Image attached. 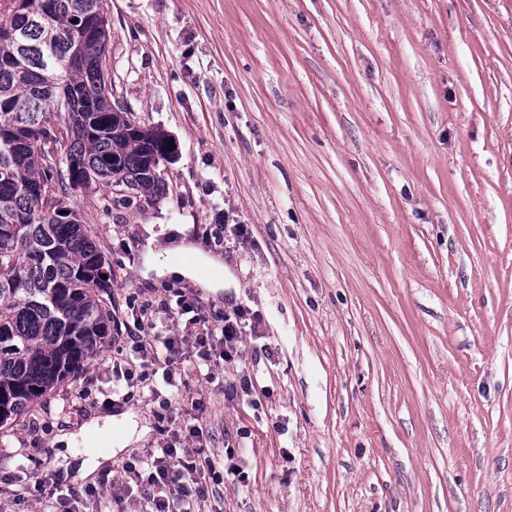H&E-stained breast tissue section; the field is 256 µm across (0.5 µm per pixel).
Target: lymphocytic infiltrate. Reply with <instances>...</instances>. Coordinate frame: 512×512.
<instances>
[{
  "instance_id": "1",
  "label": "lymphocytic infiltrate",
  "mask_w": 512,
  "mask_h": 512,
  "mask_svg": "<svg viewBox=\"0 0 512 512\" xmlns=\"http://www.w3.org/2000/svg\"><path fill=\"white\" fill-rule=\"evenodd\" d=\"M174 312L189 315L195 335H157V315ZM250 314V308L237 306L225 311L221 324L215 326L209 323L202 305L186 298L173 306L164 303L156 308L145 304L136 320V334L128 337L126 350L112 360V372L124 379L127 387L149 392L153 397L158 394L155 376L180 388L179 377L185 366L199 372L237 355ZM157 417L168 442L146 450L124 466L130 479L144 489L150 512H200L202 502L208 498L209 484H222L229 476L242 481L243 475L235 465H224L205 454L200 447L202 429L180 423L170 399H163ZM182 433L192 440V447L173 446V439Z\"/></svg>"
}]
</instances>
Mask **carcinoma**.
<instances>
[{
	"mask_svg": "<svg viewBox=\"0 0 512 512\" xmlns=\"http://www.w3.org/2000/svg\"><path fill=\"white\" fill-rule=\"evenodd\" d=\"M102 0H0V21L26 28L0 42V425L86 368L112 335V268L81 213L59 223L48 203L69 196L68 172L112 189L106 215L165 191L166 134L128 130L105 80L109 32L77 24ZM84 64L71 66L73 52ZM55 124L54 132L43 126Z\"/></svg>",
	"mask_w": 512,
	"mask_h": 512,
	"instance_id": "carcinoma-1",
	"label": "carcinoma"
}]
</instances>
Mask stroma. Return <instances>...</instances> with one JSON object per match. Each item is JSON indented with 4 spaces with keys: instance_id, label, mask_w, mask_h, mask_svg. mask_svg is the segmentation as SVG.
Instances as JSON below:
<instances>
[{
    "instance_id": "obj_1",
    "label": "stroma",
    "mask_w": 512,
    "mask_h": 512,
    "mask_svg": "<svg viewBox=\"0 0 512 512\" xmlns=\"http://www.w3.org/2000/svg\"><path fill=\"white\" fill-rule=\"evenodd\" d=\"M108 77L176 154L160 200L104 216L70 199L112 267L118 335L0 428V512H139L107 483L163 437L112 376L145 300L211 321L244 304L240 359L187 370L180 401L245 485L202 512H512V0H104ZM245 243L218 242L223 215ZM211 292L147 271L179 244ZM249 393L224 396L240 375ZM140 431L125 442L121 421ZM112 446L86 472V427ZM71 436V444L61 436Z\"/></svg>"
}]
</instances>
